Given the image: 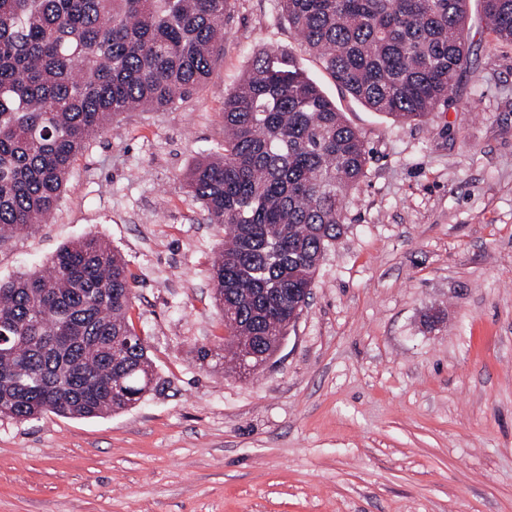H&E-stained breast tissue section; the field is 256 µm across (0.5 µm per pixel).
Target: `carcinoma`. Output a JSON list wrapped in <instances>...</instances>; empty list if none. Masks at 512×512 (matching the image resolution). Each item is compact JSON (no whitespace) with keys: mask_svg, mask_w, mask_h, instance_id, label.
I'll return each instance as SVG.
<instances>
[{"mask_svg":"<svg viewBox=\"0 0 512 512\" xmlns=\"http://www.w3.org/2000/svg\"><path fill=\"white\" fill-rule=\"evenodd\" d=\"M470 0H280L295 35L370 110L421 122L467 62ZM231 0H0V242L33 229L61 198L87 141L130 112L189 98L224 51ZM512 43V0H482ZM224 152L188 174L186 192L225 229L213 263L231 340L196 349L241 375L249 345L272 354L311 295L319 257L366 173L361 133L299 67L262 47L224 96ZM133 278L88 237L45 269L0 282V415L96 418L154 389L127 316Z\"/></svg>","mask_w":512,"mask_h":512,"instance_id":"1","label":"carcinoma"}]
</instances>
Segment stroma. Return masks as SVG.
Returning <instances> with one entry per match:
<instances>
[{"label":"stroma","mask_w":512,"mask_h":512,"mask_svg":"<svg viewBox=\"0 0 512 512\" xmlns=\"http://www.w3.org/2000/svg\"><path fill=\"white\" fill-rule=\"evenodd\" d=\"M469 56L420 123L370 111L279 0H233L224 54L179 106L134 112L75 158L45 223L0 245V280L106 240L160 379L124 412L0 417V512H512V44L470 2ZM288 49L369 150L312 294L270 362L226 376L224 227L183 187L224 150V97Z\"/></svg>","instance_id":"35a3bbf8"}]
</instances>
